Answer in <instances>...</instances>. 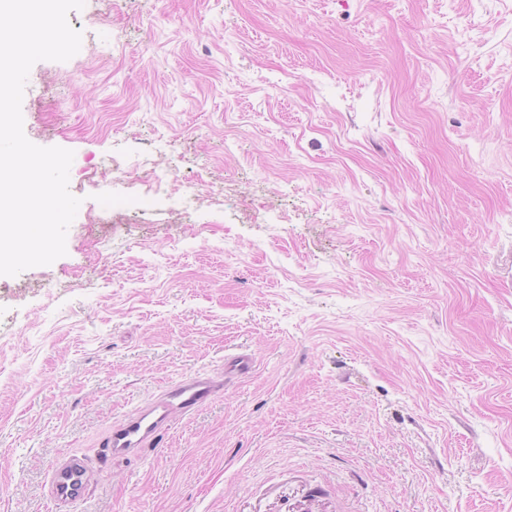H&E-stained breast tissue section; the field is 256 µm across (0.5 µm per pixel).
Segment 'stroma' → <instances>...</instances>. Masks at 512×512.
<instances>
[{"label": "stroma", "mask_w": 512, "mask_h": 512, "mask_svg": "<svg viewBox=\"0 0 512 512\" xmlns=\"http://www.w3.org/2000/svg\"><path fill=\"white\" fill-rule=\"evenodd\" d=\"M31 69L65 256L0 276V512H512V0H85ZM254 372L140 457L113 422ZM93 471L76 457L67 458L50 478V496L57 505L72 504L83 499Z\"/></svg>", "instance_id": "obj_1"}]
</instances>
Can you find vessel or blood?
I'll return each mask as SVG.
<instances>
[{
  "instance_id": "vessel-or-blood-1",
  "label": "vessel or blood",
  "mask_w": 512,
  "mask_h": 512,
  "mask_svg": "<svg viewBox=\"0 0 512 512\" xmlns=\"http://www.w3.org/2000/svg\"><path fill=\"white\" fill-rule=\"evenodd\" d=\"M207 374L195 373L169 385L149 404L113 423L103 441L109 457L127 459L157 443L168 430L173 413H189L207 404L219 391ZM93 472L76 457L67 458L50 478V496L56 504L83 499Z\"/></svg>"
}]
</instances>
